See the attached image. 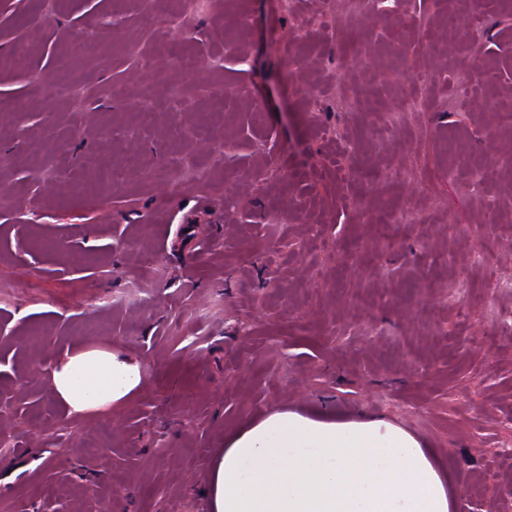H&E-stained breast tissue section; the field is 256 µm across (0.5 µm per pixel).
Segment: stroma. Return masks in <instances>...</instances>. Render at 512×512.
I'll return each mask as SVG.
<instances>
[{
    "label": "stroma",
    "mask_w": 512,
    "mask_h": 512,
    "mask_svg": "<svg viewBox=\"0 0 512 512\" xmlns=\"http://www.w3.org/2000/svg\"><path fill=\"white\" fill-rule=\"evenodd\" d=\"M194 2L0 0L33 49L0 68V512H211L225 436L285 407L512 508V0ZM88 348L143 382L78 416L48 373Z\"/></svg>",
    "instance_id": "1"
}]
</instances>
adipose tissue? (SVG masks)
Returning a JSON list of instances; mask_svg holds the SVG:
<instances>
[{
    "instance_id": "obj_1",
    "label": "adipose tissue",
    "mask_w": 512,
    "mask_h": 512,
    "mask_svg": "<svg viewBox=\"0 0 512 512\" xmlns=\"http://www.w3.org/2000/svg\"><path fill=\"white\" fill-rule=\"evenodd\" d=\"M50 382L62 406L85 414L125 401L142 370L133 358L87 349L58 358ZM206 495L211 512H458L462 491L400 426L282 409L227 440Z\"/></svg>"
}]
</instances>
